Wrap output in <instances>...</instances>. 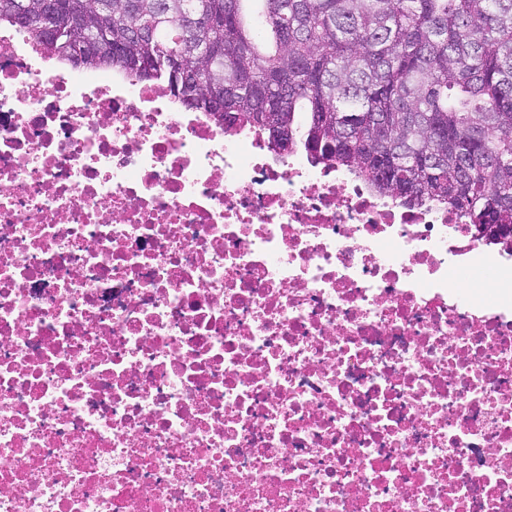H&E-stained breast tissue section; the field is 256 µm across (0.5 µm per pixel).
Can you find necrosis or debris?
I'll return each instance as SVG.
<instances>
[{
    "label": "necrosis or debris",
    "mask_w": 512,
    "mask_h": 512,
    "mask_svg": "<svg viewBox=\"0 0 512 512\" xmlns=\"http://www.w3.org/2000/svg\"><path fill=\"white\" fill-rule=\"evenodd\" d=\"M0 512H512V245L0 34Z\"/></svg>",
    "instance_id": "necrosis-or-debris-1"
}]
</instances>
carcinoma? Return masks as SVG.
I'll return each instance as SVG.
<instances>
[{
	"label": "carcinoma",
	"instance_id": "cac0c4a2",
	"mask_svg": "<svg viewBox=\"0 0 512 512\" xmlns=\"http://www.w3.org/2000/svg\"><path fill=\"white\" fill-rule=\"evenodd\" d=\"M112 47L92 69L183 89L167 61L208 75L224 112L364 178L406 205L437 202L480 235L512 238V0H74ZM193 6L223 24L195 35ZM152 39H135L140 25ZM43 53L69 61L68 45ZM136 59L156 63L141 72Z\"/></svg>",
	"mask_w": 512,
	"mask_h": 512
}]
</instances>
